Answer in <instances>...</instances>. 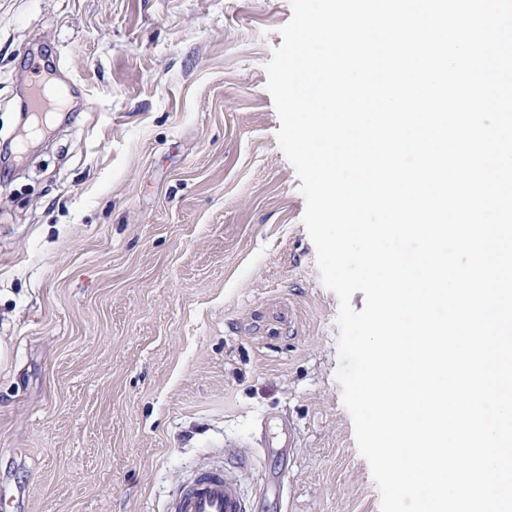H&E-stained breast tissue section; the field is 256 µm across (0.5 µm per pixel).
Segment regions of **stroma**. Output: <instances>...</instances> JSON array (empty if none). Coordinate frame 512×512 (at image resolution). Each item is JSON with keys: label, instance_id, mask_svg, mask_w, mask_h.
<instances>
[{"label": "stroma", "instance_id": "stroma-1", "mask_svg": "<svg viewBox=\"0 0 512 512\" xmlns=\"http://www.w3.org/2000/svg\"><path fill=\"white\" fill-rule=\"evenodd\" d=\"M291 16L0 0V512H167L210 465L251 512H380L267 90ZM34 53L80 94L23 162Z\"/></svg>", "mask_w": 512, "mask_h": 512}]
</instances>
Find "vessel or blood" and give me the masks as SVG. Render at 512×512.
Masks as SVG:
<instances>
[{
    "mask_svg": "<svg viewBox=\"0 0 512 512\" xmlns=\"http://www.w3.org/2000/svg\"><path fill=\"white\" fill-rule=\"evenodd\" d=\"M29 67V104L33 112L43 113L53 100L70 95L71 84H57L50 88L44 85L43 67L38 55H31ZM167 512H249V503L237 480L215 466L197 472L182 485L171 497Z\"/></svg>",
    "mask_w": 512,
    "mask_h": 512,
    "instance_id": "vessel-or-blood-1",
    "label": "vessel or blood"
}]
</instances>
